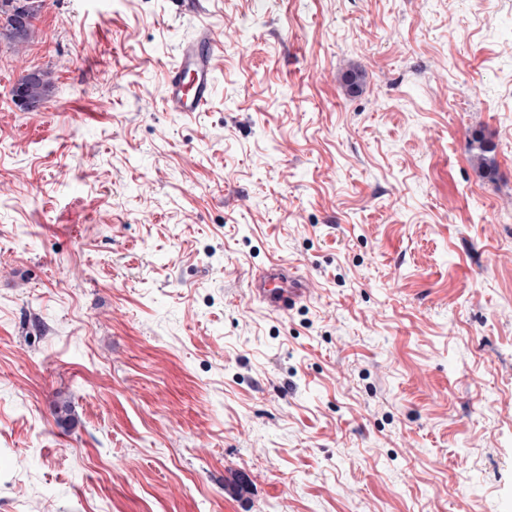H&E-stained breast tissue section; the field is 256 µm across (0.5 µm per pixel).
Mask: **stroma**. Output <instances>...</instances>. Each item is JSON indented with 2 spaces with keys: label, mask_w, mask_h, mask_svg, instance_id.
Wrapping results in <instances>:
<instances>
[{
  "label": "stroma",
  "mask_w": 512,
  "mask_h": 512,
  "mask_svg": "<svg viewBox=\"0 0 512 512\" xmlns=\"http://www.w3.org/2000/svg\"><path fill=\"white\" fill-rule=\"evenodd\" d=\"M202 6L0 38V512H507L512 0ZM204 21L212 101L165 111ZM53 83L49 73L37 71L23 75L14 89L15 101L27 110H34L50 96ZM255 296L265 302L270 310L287 313L301 299L307 298L311 288H288L279 272L266 270L260 274L252 288Z\"/></svg>",
  "instance_id": "stroma-1"
}]
</instances>
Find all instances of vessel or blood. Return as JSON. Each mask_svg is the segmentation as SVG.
<instances>
[{"label":"vessel or blood","instance_id":"vessel-or-blood-1","mask_svg":"<svg viewBox=\"0 0 512 512\" xmlns=\"http://www.w3.org/2000/svg\"><path fill=\"white\" fill-rule=\"evenodd\" d=\"M218 46L214 28L203 27L180 45L176 63L167 69L163 105L169 112H200L209 104L214 86L215 55ZM253 292L270 310L285 313L308 291L286 287L279 272L260 274Z\"/></svg>","mask_w":512,"mask_h":512}]
</instances>
